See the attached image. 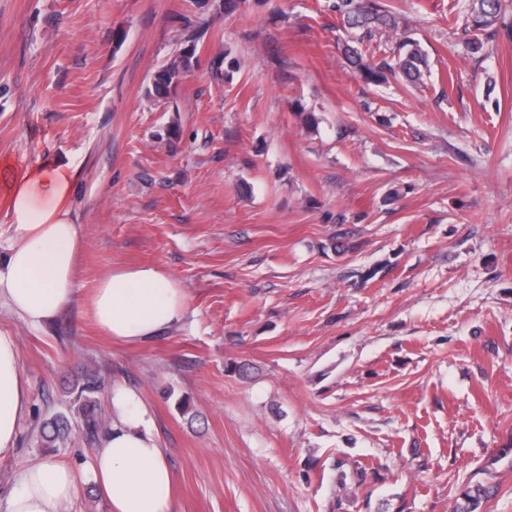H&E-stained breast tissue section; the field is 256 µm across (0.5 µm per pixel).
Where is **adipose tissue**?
<instances>
[{
  "instance_id": "adipose-tissue-1",
  "label": "adipose tissue",
  "mask_w": 512,
  "mask_h": 512,
  "mask_svg": "<svg viewBox=\"0 0 512 512\" xmlns=\"http://www.w3.org/2000/svg\"><path fill=\"white\" fill-rule=\"evenodd\" d=\"M74 172L54 162L23 171L7 200L15 240L0 257V301L40 325L68 308L76 295L77 257L84 246L70 204ZM90 308L105 336L139 343L183 322L186 294L152 266L115 269L94 288ZM15 336L0 331V457L11 453L27 408ZM117 417L97 453L93 472L110 512H174V476L136 397L115 391ZM79 478L43 461L26 468L7 498L6 512H67Z\"/></svg>"
}]
</instances>
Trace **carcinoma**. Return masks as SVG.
Returning <instances> with one entry per match:
<instances>
[{
	"instance_id": "1",
	"label": "carcinoma",
	"mask_w": 512,
	"mask_h": 512,
	"mask_svg": "<svg viewBox=\"0 0 512 512\" xmlns=\"http://www.w3.org/2000/svg\"><path fill=\"white\" fill-rule=\"evenodd\" d=\"M335 9L341 18L344 32L349 36V43L343 46V53L351 68L369 83L384 82L386 72L392 70V66L386 62L375 63L366 59L360 46L372 39L376 30L383 27L396 29L399 24L396 16L388 9L385 0H336ZM500 13V0H469L467 21L462 29L465 51L478 54L484 49L487 31L499 22ZM197 39V34H189L185 39L188 46L180 49L176 58L155 73L152 87L147 90L149 96L159 99L167 97L191 71L197 62ZM399 48L404 50L397 62L403 76L411 83L422 81L429 68L425 53L417 43L406 37L399 41ZM101 387L99 378L88 374L74 389L73 405L82 412L83 430L92 438L106 430L105 418L98 412L97 394ZM70 434L71 424L68 418L61 413H55L43 423L38 443L42 448H57ZM487 493L488 488L481 482L467 486L461 492L457 512H478Z\"/></svg>"
}]
</instances>
